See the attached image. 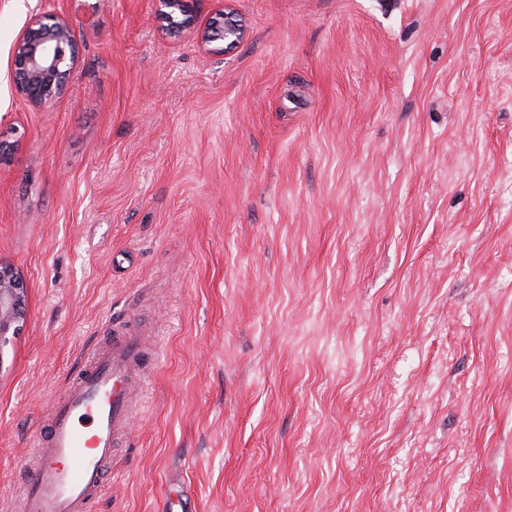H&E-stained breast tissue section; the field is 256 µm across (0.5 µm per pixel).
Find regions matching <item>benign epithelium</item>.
<instances>
[{"mask_svg":"<svg viewBox=\"0 0 512 512\" xmlns=\"http://www.w3.org/2000/svg\"><path fill=\"white\" fill-rule=\"evenodd\" d=\"M159 3L166 8L162 15L171 22V28L182 30L194 25L185 0H159ZM177 11L182 15L179 21L174 19ZM223 16L224 21H213L201 39L205 43L222 41L229 49L240 42L244 31L229 13ZM74 64L73 31L69 22L53 13L36 15L18 37L11 64L13 82L31 106L46 107L66 90ZM26 309L22 279L12 268L0 266V351L9 343V337L21 329Z\"/></svg>","mask_w":512,"mask_h":512,"instance_id":"obj_1","label":"benign epithelium"}]
</instances>
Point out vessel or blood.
Listing matches in <instances>:
<instances>
[{"instance_id":"1","label":"vessel or blood","mask_w":512,"mask_h":512,"mask_svg":"<svg viewBox=\"0 0 512 512\" xmlns=\"http://www.w3.org/2000/svg\"><path fill=\"white\" fill-rule=\"evenodd\" d=\"M146 366L142 337L123 326L114 328L111 342L94 346L51 405L19 512H91L116 442L128 431Z\"/></svg>"}]
</instances>
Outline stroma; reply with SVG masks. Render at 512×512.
Segmentation results:
<instances>
[{"label":"stroma","mask_w":512,"mask_h":512,"mask_svg":"<svg viewBox=\"0 0 512 512\" xmlns=\"http://www.w3.org/2000/svg\"><path fill=\"white\" fill-rule=\"evenodd\" d=\"M0 0V512L125 320L95 512H512V0ZM69 20L64 94L9 71ZM161 7L166 9H170V11H163L162 15L168 18L171 22V28L175 30H182L191 28L194 25L193 17L188 14L186 10L185 1L184 0H159ZM178 10L183 18L178 21L174 19V14ZM218 2H220L223 8L224 2ZM224 8L225 13L224 9H222L221 13H219L220 16H224V22L221 23L219 20L213 21L212 24H210V26L207 27L203 32L201 39L202 42L205 43L222 41L225 45L224 49H229L240 42V40L243 38L244 31L242 27L232 19L229 12H226V6ZM75 61L69 22L53 13L35 15L16 43L14 85L31 106L46 107L66 90ZM26 288L18 274L0 266V351L21 329L26 315ZM21 323V324H20Z\"/></svg>","instance_id":"1"}]
</instances>
